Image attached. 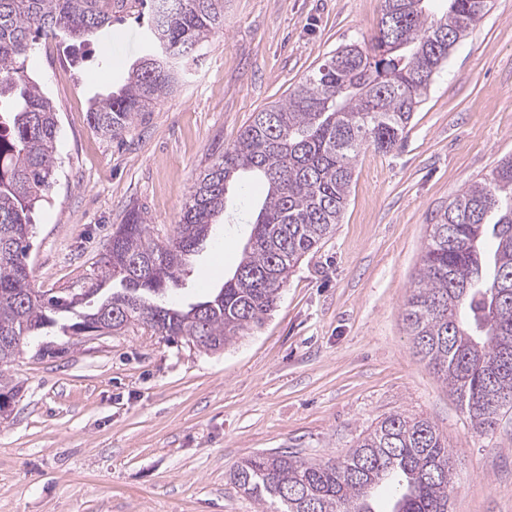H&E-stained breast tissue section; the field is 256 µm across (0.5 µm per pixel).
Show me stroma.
I'll use <instances>...</instances> for the list:
<instances>
[{
  "label": "stroma",
  "instance_id": "1",
  "mask_svg": "<svg viewBox=\"0 0 512 512\" xmlns=\"http://www.w3.org/2000/svg\"><path fill=\"white\" fill-rule=\"evenodd\" d=\"M382 9L383 0H224L223 30L120 143L95 133L87 112L140 56L145 21L120 18L83 44L39 37L26 67L58 112L60 165L33 215L36 286L76 281L129 210L171 236L198 176L254 114L339 46L371 40ZM507 154L512 0H490L404 141L360 152L340 224L302 257L261 326L216 352L139 327L94 338L54 329L63 354L31 346L0 371L19 390L0 417V512H269L230 479L243 459H335L395 413L447 436L451 512H512V410L493 430H473L414 355L403 321L430 224ZM264 196L248 174L230 187L223 222L186 260L178 305L232 276Z\"/></svg>",
  "mask_w": 512,
  "mask_h": 512
}]
</instances>
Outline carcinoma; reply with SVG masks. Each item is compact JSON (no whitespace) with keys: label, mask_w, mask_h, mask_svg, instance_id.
Masks as SVG:
<instances>
[{"label":"carcinoma","mask_w":512,"mask_h":512,"mask_svg":"<svg viewBox=\"0 0 512 512\" xmlns=\"http://www.w3.org/2000/svg\"><path fill=\"white\" fill-rule=\"evenodd\" d=\"M151 5L147 49L120 87L94 102L90 127L124 138L134 120L174 91L180 69L224 27V0H138ZM385 0L374 43L336 49L284 102L255 113L220 161L191 187L173 235L151 234L136 211L117 225L105 253L72 284L32 287L27 264L33 213L58 170V117L24 63L39 35L90 36L117 19L114 0H0V366L68 317L82 329L139 326L169 340L218 351L262 324L299 260L340 223L354 161L388 152L408 133L430 74L490 9V0ZM249 172L267 184L233 276L186 308L160 302L178 285L186 257L224 216L230 183ZM403 320L415 354L486 432L512 408V155L462 190L430 225L419 278ZM448 438L420 416L393 414L336 461L295 452L253 455L231 481L271 512H449Z\"/></svg>","instance_id":"cac0c4a2"}]
</instances>
